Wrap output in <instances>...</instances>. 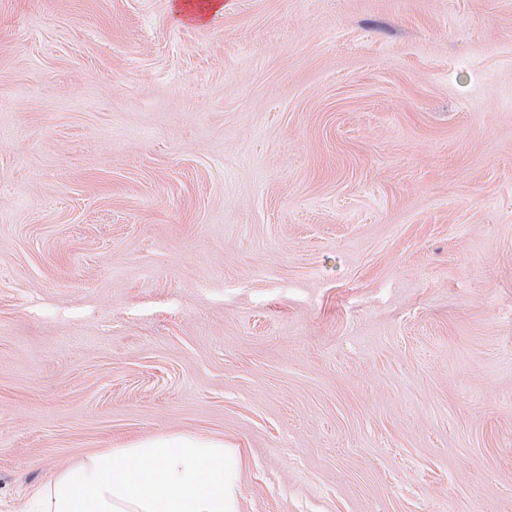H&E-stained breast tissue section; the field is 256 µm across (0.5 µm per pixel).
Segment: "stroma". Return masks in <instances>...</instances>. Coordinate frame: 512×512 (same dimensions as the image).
Segmentation results:
<instances>
[{"label":"stroma","instance_id":"35a3bbf8","mask_svg":"<svg viewBox=\"0 0 512 512\" xmlns=\"http://www.w3.org/2000/svg\"><path fill=\"white\" fill-rule=\"evenodd\" d=\"M0 0V512L157 434L239 512H512V0Z\"/></svg>","mask_w":512,"mask_h":512}]
</instances>
